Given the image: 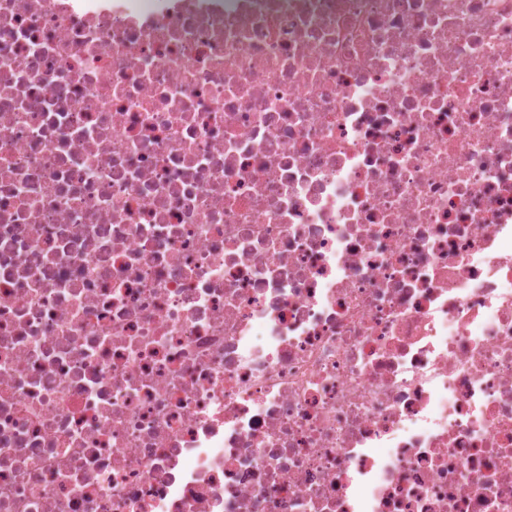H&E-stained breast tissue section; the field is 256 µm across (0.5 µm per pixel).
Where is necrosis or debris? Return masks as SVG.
I'll return each instance as SVG.
<instances>
[{
  "label": "necrosis or debris",
  "instance_id": "4bbe7bcc",
  "mask_svg": "<svg viewBox=\"0 0 512 512\" xmlns=\"http://www.w3.org/2000/svg\"><path fill=\"white\" fill-rule=\"evenodd\" d=\"M0 512H512V0H0Z\"/></svg>",
  "mask_w": 512,
  "mask_h": 512
}]
</instances>
